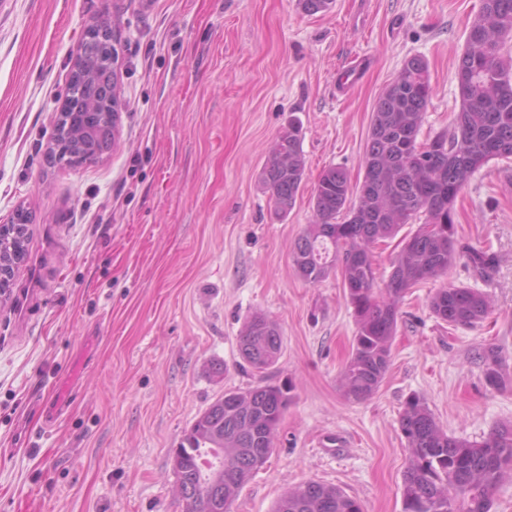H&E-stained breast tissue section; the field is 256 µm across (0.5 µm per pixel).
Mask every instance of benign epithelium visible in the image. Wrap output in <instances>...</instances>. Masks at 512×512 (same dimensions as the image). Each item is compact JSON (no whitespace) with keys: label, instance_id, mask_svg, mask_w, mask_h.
Here are the masks:
<instances>
[{"label":"benign epithelium","instance_id":"benign-epithelium-1","mask_svg":"<svg viewBox=\"0 0 512 512\" xmlns=\"http://www.w3.org/2000/svg\"><path fill=\"white\" fill-rule=\"evenodd\" d=\"M118 68L119 53L111 24L100 20L88 26L73 53L69 87L71 93H79L86 85L92 86L93 103L88 108L91 120L85 122L82 129L70 131V93L57 101L50 136L55 159L63 157L73 165L93 162L99 156L85 157L76 152V149L83 146L84 140L101 130L108 132L111 138L116 137L121 114L118 102ZM28 223V212L21 206L17 207L6 224L0 226V238H24Z\"/></svg>","mask_w":512,"mask_h":512}]
</instances>
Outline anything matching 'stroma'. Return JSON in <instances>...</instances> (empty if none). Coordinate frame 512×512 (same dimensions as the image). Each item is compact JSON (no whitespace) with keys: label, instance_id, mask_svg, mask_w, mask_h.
<instances>
[{"label":"stroma","instance_id":"obj_1","mask_svg":"<svg viewBox=\"0 0 512 512\" xmlns=\"http://www.w3.org/2000/svg\"><path fill=\"white\" fill-rule=\"evenodd\" d=\"M481 0H0V219L31 211L28 256L0 303V512H180L173 453L229 389L258 385L239 336L275 320L271 381L292 399L265 465L232 512H273L290 487L342 488L364 512H402L404 402L423 396L449 434L485 438L512 420V158L494 159L454 205L462 242L495 259L475 278L464 258L408 290L389 369L368 400L346 401L339 373L355 325L331 270L304 282L294 243L313 219L328 167L351 182L377 97L411 56L432 94L420 136L451 129L456 68ZM105 20L120 53L119 134L102 159L48 165L55 100L83 30ZM365 67L338 94L336 72ZM301 124L306 179L275 215L261 172L289 120ZM489 294L474 328L437 319V289ZM508 376L487 387L478 350ZM226 365L212 374V363ZM70 386L46 424L42 403Z\"/></svg>","mask_w":512,"mask_h":512}]
</instances>
